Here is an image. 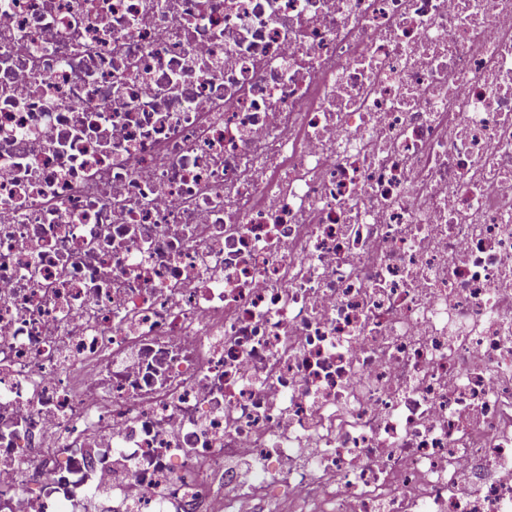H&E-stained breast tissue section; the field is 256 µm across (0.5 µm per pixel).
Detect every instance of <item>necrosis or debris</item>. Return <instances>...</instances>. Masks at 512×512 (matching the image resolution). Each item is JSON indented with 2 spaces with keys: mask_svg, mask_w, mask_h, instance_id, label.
I'll list each match as a JSON object with an SVG mask.
<instances>
[{
  "mask_svg": "<svg viewBox=\"0 0 512 512\" xmlns=\"http://www.w3.org/2000/svg\"><path fill=\"white\" fill-rule=\"evenodd\" d=\"M512 512V0H0V512Z\"/></svg>",
  "mask_w": 512,
  "mask_h": 512,
  "instance_id": "obj_1",
  "label": "necrosis or debris"
}]
</instances>
